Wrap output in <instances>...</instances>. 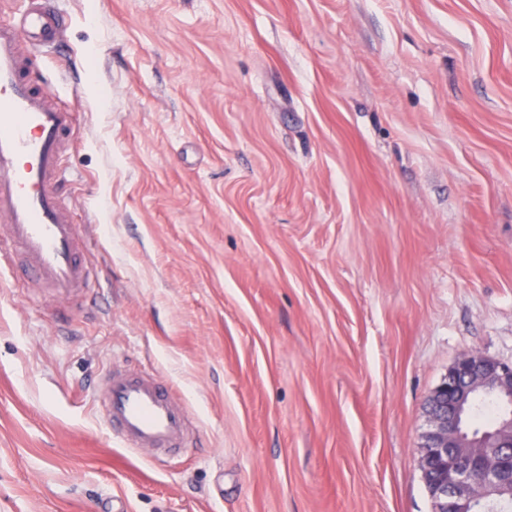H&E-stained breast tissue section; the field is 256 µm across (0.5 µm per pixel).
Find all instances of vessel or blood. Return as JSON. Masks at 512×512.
Here are the masks:
<instances>
[{
  "mask_svg": "<svg viewBox=\"0 0 512 512\" xmlns=\"http://www.w3.org/2000/svg\"><path fill=\"white\" fill-rule=\"evenodd\" d=\"M19 17L0 22V259L21 266L51 297L91 293L85 243L59 188L61 164L75 127L73 114L31 75L23 45L55 41L62 26L54 0H0ZM96 403L126 448L179 454L194 427L172 387L131 370L112 371Z\"/></svg>",
  "mask_w": 512,
  "mask_h": 512,
  "instance_id": "obj_1",
  "label": "vessel or blood"
}]
</instances>
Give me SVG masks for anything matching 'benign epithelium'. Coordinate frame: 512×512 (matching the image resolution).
I'll return each mask as SVG.
<instances>
[{
	"mask_svg": "<svg viewBox=\"0 0 512 512\" xmlns=\"http://www.w3.org/2000/svg\"><path fill=\"white\" fill-rule=\"evenodd\" d=\"M492 395L512 406V364L481 354L461 356L430 395L422 434V474L436 512H475L512 498V412L480 436L464 429L471 400Z\"/></svg>",
	"mask_w": 512,
	"mask_h": 512,
	"instance_id": "obj_1",
	"label": "benign epithelium"
}]
</instances>
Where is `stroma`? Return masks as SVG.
Returning a JSON list of instances; mask_svg holds the SVG:
<instances>
[{
  "instance_id": "obj_1",
  "label": "stroma",
  "mask_w": 512,
  "mask_h": 512,
  "mask_svg": "<svg viewBox=\"0 0 512 512\" xmlns=\"http://www.w3.org/2000/svg\"><path fill=\"white\" fill-rule=\"evenodd\" d=\"M35 79L95 300L0 268V512H431L427 400L512 363V0H58ZM196 439L121 447L113 366Z\"/></svg>"
}]
</instances>
